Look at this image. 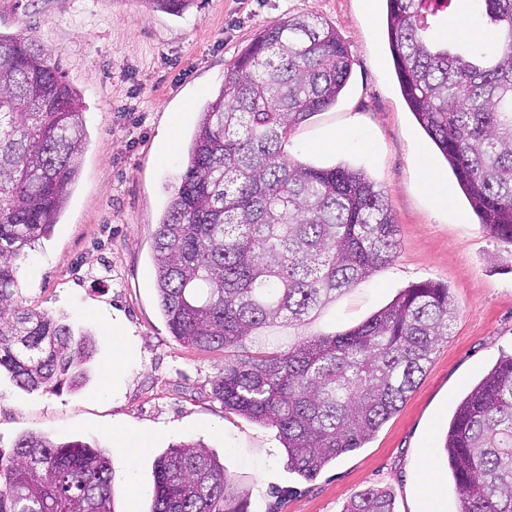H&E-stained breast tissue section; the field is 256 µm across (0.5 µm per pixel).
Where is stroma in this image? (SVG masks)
Masks as SVG:
<instances>
[{"label": "stroma", "mask_w": 512, "mask_h": 512, "mask_svg": "<svg viewBox=\"0 0 512 512\" xmlns=\"http://www.w3.org/2000/svg\"><path fill=\"white\" fill-rule=\"evenodd\" d=\"M287 14L317 17L348 47L351 70L335 106L290 132L284 152L315 166L364 170L384 190L398 226L392 261L337 296L303 324L273 327L244 352L287 349L306 337L347 331L411 284L448 286L456 319L416 389L363 448L314 480L289 471L276 429L224 408L211 382L223 351L179 343L159 307L153 235L179 184L198 113L223 88L237 55ZM0 32L35 40L58 57L81 93L87 131L82 168L50 236L19 262L13 299L89 336L90 357L76 386L27 391L0 376V453L22 435L105 449L117 479L116 512H149L155 458L201 442L223 459L245 512H341L357 493L388 490L395 512H418L425 449H434L438 512H459L460 494L439 452L462 393L512 352V245L493 237L471 210L444 158L404 101L386 36L385 0H194L178 15L144 0H0ZM174 128L169 153L160 134ZM334 130L344 149L313 150ZM426 153L448 187L438 209L417 186ZM135 340L124 371L112 370V325ZM151 434L127 468L113 428Z\"/></svg>", "instance_id": "stroma-1"}]
</instances>
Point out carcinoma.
Returning <instances> with one entry per match:
<instances>
[{"instance_id":"cac0c4a2","label":"carcinoma","mask_w":512,"mask_h":512,"mask_svg":"<svg viewBox=\"0 0 512 512\" xmlns=\"http://www.w3.org/2000/svg\"><path fill=\"white\" fill-rule=\"evenodd\" d=\"M179 13L191 0H147ZM459 0H386L401 92L448 162L474 214L512 244V0H477L497 36L488 54L434 30ZM350 55L336 30L305 15L263 29L200 113L186 167L154 234L155 287L172 335L224 351L213 396L277 429L288 469L314 479L364 447L447 344L454 304L442 283L404 289L362 324L237 358L261 329L312 312L391 262L388 201L360 169L288 158L294 126L336 104ZM87 139L83 103L50 53L0 33V373L24 390L75 381L90 342L36 310L9 313L26 249L59 223ZM443 452L461 512H512V354L464 395ZM104 450L29 434L0 457V512H115ZM150 512H243L219 457L199 442L155 460ZM341 512H394L369 488Z\"/></svg>"}]
</instances>
